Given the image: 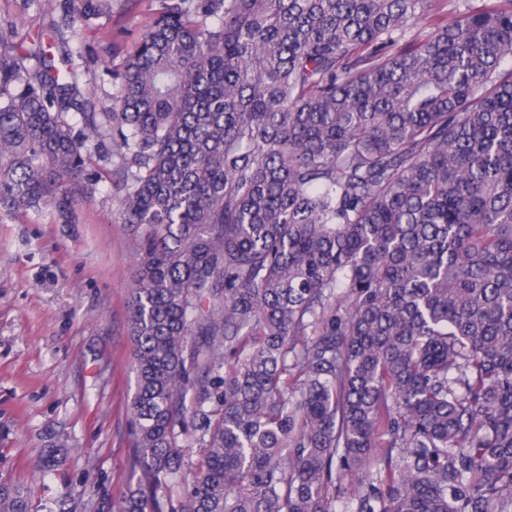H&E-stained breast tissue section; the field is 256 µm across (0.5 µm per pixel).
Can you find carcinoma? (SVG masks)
<instances>
[{
    "label": "carcinoma",
    "mask_w": 512,
    "mask_h": 512,
    "mask_svg": "<svg viewBox=\"0 0 512 512\" xmlns=\"http://www.w3.org/2000/svg\"><path fill=\"white\" fill-rule=\"evenodd\" d=\"M62 43L0 33V206L70 224L113 158L137 482L98 512H512V0H155L103 112Z\"/></svg>",
    "instance_id": "carcinoma-1"
}]
</instances>
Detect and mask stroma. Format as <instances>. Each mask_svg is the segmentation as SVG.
<instances>
[{"label": "stroma", "instance_id": "1", "mask_svg": "<svg viewBox=\"0 0 512 512\" xmlns=\"http://www.w3.org/2000/svg\"><path fill=\"white\" fill-rule=\"evenodd\" d=\"M52 10L50 0H0V23L24 33ZM153 10L152 0H112L110 16L83 32L78 66L95 111L111 106L109 73L133 51ZM87 172L97 190L76 223H60L49 209L0 210V486L26 487L33 512H96L100 499L120 498L136 483L131 235L111 164L95 159ZM54 448L66 449L64 466L34 473Z\"/></svg>", "mask_w": 512, "mask_h": 512}]
</instances>
